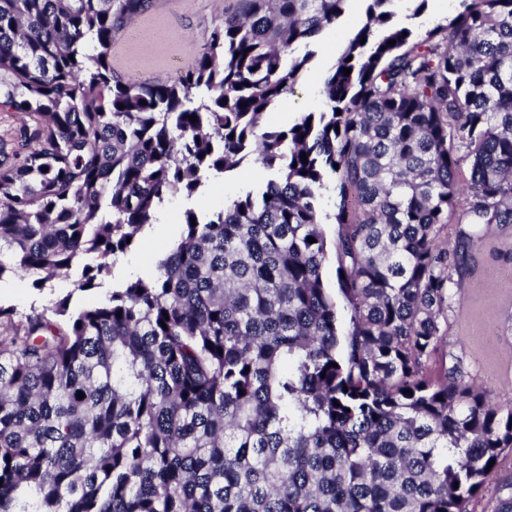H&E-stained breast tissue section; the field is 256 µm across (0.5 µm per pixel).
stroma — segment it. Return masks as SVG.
I'll use <instances>...</instances> for the list:
<instances>
[{
    "label": "stroma",
    "mask_w": 512,
    "mask_h": 512,
    "mask_svg": "<svg viewBox=\"0 0 512 512\" xmlns=\"http://www.w3.org/2000/svg\"><path fill=\"white\" fill-rule=\"evenodd\" d=\"M240 8L239 0H150L147 10L121 33L115 45V67L141 80L174 79L193 64L212 19ZM460 8L461 0H450L445 8L439 0H428L419 13L412 0H397L395 5L398 20L406 21L419 35L447 23ZM365 11L364 0H350L336 24L313 38L310 48L315 56L309 70L294 93L266 114L267 125L285 127L300 113L323 109V80L348 40L365 24ZM266 179L259 167L245 165L225 180L206 183L192 198L175 194L159 223L146 227L138 245L114 266L104 290L130 276L131 264L154 268L158 255L179 237L186 209L201 214L220 210L225 202ZM459 276L461 287L450 290L448 356L461 361L470 384L501 401L512 400V224L492 225L479 242L468 247ZM77 278L73 270L39 290L30 282L9 277L0 280V303L13 306L22 317L53 307L66 297L76 311L88 298L76 290Z\"/></svg>",
    "instance_id": "obj_1"
}]
</instances>
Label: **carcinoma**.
<instances>
[{"instance_id":"cac0c4a2","label":"carcinoma","mask_w":512,"mask_h":512,"mask_svg":"<svg viewBox=\"0 0 512 512\" xmlns=\"http://www.w3.org/2000/svg\"><path fill=\"white\" fill-rule=\"evenodd\" d=\"M147 2L0 0V108L30 120L0 151V279L80 265L92 291L173 194L250 160L268 178L186 211L151 276L0 340V512H464L512 401L428 362L458 248L512 224V0L420 36L367 0L326 110L283 128L264 114L350 0H242L165 82L112 68Z\"/></svg>"}]
</instances>
